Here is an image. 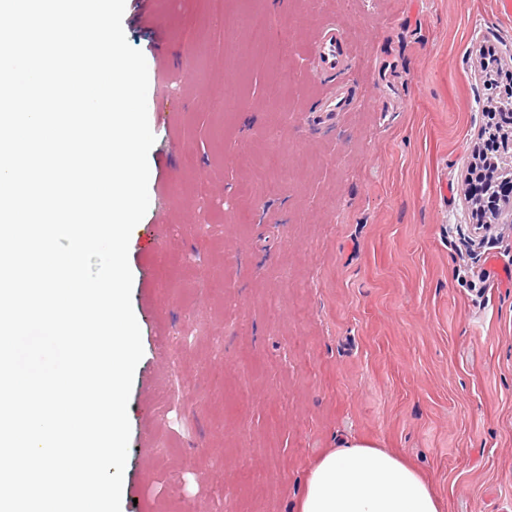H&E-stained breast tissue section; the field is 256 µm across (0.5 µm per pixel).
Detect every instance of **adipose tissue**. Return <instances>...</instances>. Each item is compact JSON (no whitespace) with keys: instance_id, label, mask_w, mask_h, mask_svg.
I'll use <instances>...</instances> for the list:
<instances>
[{"instance_id":"1","label":"adipose tissue","mask_w":512,"mask_h":512,"mask_svg":"<svg viewBox=\"0 0 512 512\" xmlns=\"http://www.w3.org/2000/svg\"><path fill=\"white\" fill-rule=\"evenodd\" d=\"M432 488L411 466L374 443L349 438L309 472L299 512H441Z\"/></svg>"}]
</instances>
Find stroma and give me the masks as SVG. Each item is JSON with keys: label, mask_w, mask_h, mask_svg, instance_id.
<instances>
[{"label": "stroma", "mask_w": 512, "mask_h": 512, "mask_svg": "<svg viewBox=\"0 0 512 512\" xmlns=\"http://www.w3.org/2000/svg\"><path fill=\"white\" fill-rule=\"evenodd\" d=\"M274 37H248L251 14ZM349 67L320 74L325 23ZM148 68L124 512H298L343 440L512 512V228L463 195L501 0H130ZM349 107L316 109L333 81Z\"/></svg>", "instance_id": "35a3bbf8"}]
</instances>
